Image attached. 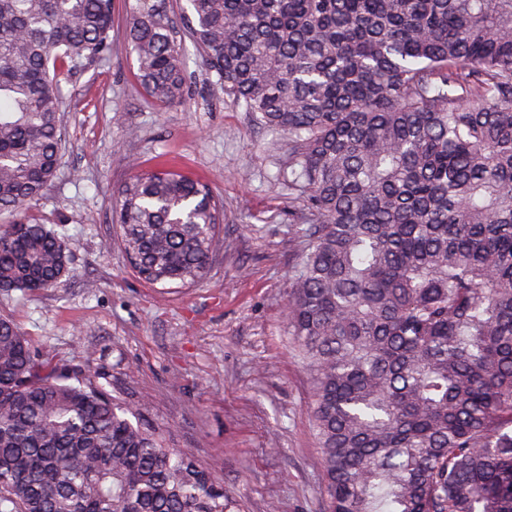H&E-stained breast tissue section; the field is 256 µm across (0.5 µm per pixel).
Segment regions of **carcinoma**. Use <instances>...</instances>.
<instances>
[{
	"instance_id": "obj_1",
	"label": "carcinoma",
	"mask_w": 512,
	"mask_h": 512,
	"mask_svg": "<svg viewBox=\"0 0 512 512\" xmlns=\"http://www.w3.org/2000/svg\"><path fill=\"white\" fill-rule=\"evenodd\" d=\"M203 65L292 140L309 248L286 305L312 379L327 512H512V0H188ZM137 79L183 103L175 21L125 0ZM113 0H0V207L59 164L61 78L112 53ZM138 274L207 271L221 203L173 170L117 190ZM0 228V290L71 275ZM224 486L0 317V512H226Z\"/></svg>"
}]
</instances>
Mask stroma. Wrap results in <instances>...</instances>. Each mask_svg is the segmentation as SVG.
<instances>
[{"instance_id": "1", "label": "stroma", "mask_w": 512, "mask_h": 512, "mask_svg": "<svg viewBox=\"0 0 512 512\" xmlns=\"http://www.w3.org/2000/svg\"><path fill=\"white\" fill-rule=\"evenodd\" d=\"M115 0L112 54L60 85L57 174L35 204L0 211L58 232L74 277L0 293L36 354L103 373L112 397L222 483L227 512H326L310 376L285 307L307 240L293 217L306 191L289 180L291 145L225 95L190 38L187 94L165 107L139 85ZM168 163L209 182L224 222L207 273L186 288L139 278L112 220L134 169Z\"/></svg>"}]
</instances>
